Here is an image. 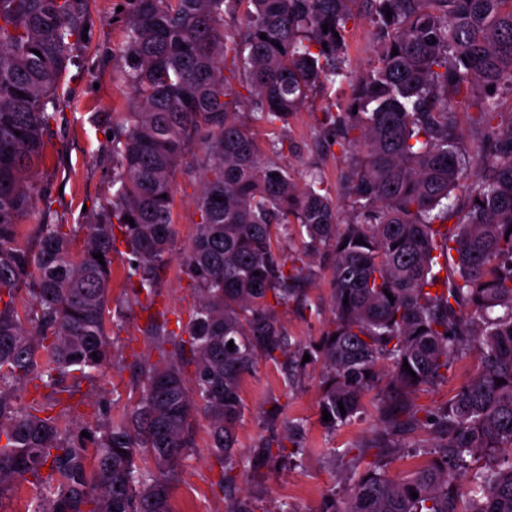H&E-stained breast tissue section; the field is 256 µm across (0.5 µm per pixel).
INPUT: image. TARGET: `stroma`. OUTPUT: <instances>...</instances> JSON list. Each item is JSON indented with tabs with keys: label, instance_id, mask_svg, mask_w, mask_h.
Returning a JSON list of instances; mask_svg holds the SVG:
<instances>
[{
	"label": "stroma",
	"instance_id": "obj_1",
	"mask_svg": "<svg viewBox=\"0 0 512 512\" xmlns=\"http://www.w3.org/2000/svg\"><path fill=\"white\" fill-rule=\"evenodd\" d=\"M132 10L131 0H86V38L74 46L73 61L64 73L59 90L61 118L52 128L50 143L34 183L46 198L36 201L22 218V233L34 241L40 224H61L72 228L93 222L112 189L113 116L131 111L133 92L119 72L124 67L122 47ZM355 19L346 34L349 77L314 93L281 129L254 123L253 129L263 158L287 167L298 182L317 171L324 188L336 199L342 217L353 213L345 190L344 175L351 163L348 152L334 144L329 114L347 111L355 83L377 59L382 44L376 36L369 0H357ZM283 149L271 153L270 146ZM202 186V154L191 147L179 164L173 185V234L176 248L186 247L201 221L196 200ZM125 253L112 260V296L125 304L112 312L108 331L120 356L117 368L106 371L96 387H83L64 400L59 425L69 433L94 426L104 417L123 415L136 397L132 363L150 353L146 320L152 311L165 313L168 328L178 331L197 301L192 280L179 259H172L161 272L153 298V310L132 304L133 290L127 278ZM331 270L327 257L316 258L314 275L306 281L307 308L296 304L280 307L279 313L292 340L309 344L317 341L333 319L330 304ZM478 348H471L454 365L446 380L416 392L413 403L434 409L447 402L456 388L476 371ZM321 365L308 366L293 385H285L279 367L260 362L242 382L244 416L237 431L238 458H247L272 428H283L293 420L302 425L305 453L285 464L269 463L235 469L231 493L219 488L224 470L209 448L205 418H198L197 446L183 462L171 485L174 512H228L232 498L248 499L255 512H274L289 506L293 512H318L330 489H343L356 482L377 447L388 437L380 413L379 392H370L364 407L347 424L330 429L320 409ZM437 441L432 429L423 428L397 438V447L387 450L383 469L388 477H402L431 461Z\"/></svg>",
	"mask_w": 512,
	"mask_h": 512
}]
</instances>
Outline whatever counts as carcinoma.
Wrapping results in <instances>:
<instances>
[{
  "label": "carcinoma",
  "mask_w": 512,
  "mask_h": 512,
  "mask_svg": "<svg viewBox=\"0 0 512 512\" xmlns=\"http://www.w3.org/2000/svg\"><path fill=\"white\" fill-rule=\"evenodd\" d=\"M132 2L121 77L136 101L112 118V195L95 223L67 233L41 224L31 246L20 221L37 196L30 177L59 115L84 3L0 0V493L30 483L33 512H173L171 483L196 447V413L224 480L239 466L241 383L264 359L287 383L322 364L319 407L331 428L377 390L387 434L429 425L438 434L431 464L389 479L374 460L343 507L333 491L319 512H512V117L498 112V91H512V0H371L385 45L353 106L334 118L338 144L353 156L355 214L345 223L319 175L300 186L262 159L240 110L281 127L313 92L347 76L342 39L353 0ZM244 3V28L230 34L224 16ZM459 106L475 109L469 133L451 120ZM195 136L207 159L201 221L180 255L199 304L178 335L165 319L152 324L159 359L138 360L130 409L88 438L65 434L55 414L62 395L113 365L117 242L137 277L134 296L151 299L174 254V171ZM455 191L464 204L449 202ZM290 224L304 254L331 257L334 320L315 345L291 342L278 313L306 304L304 268H286L272 243ZM80 233L76 257L71 239ZM21 289L30 330L15 306ZM474 345L477 371L444 405L421 412L393 401L447 379ZM382 363L391 365L385 382ZM35 380L45 393L17 406L15 392ZM299 431L288 422L286 440L263 442L252 465L303 453ZM467 474L481 496L463 498Z\"/></svg>",
  "instance_id": "cac0c4a2"
}]
</instances>
